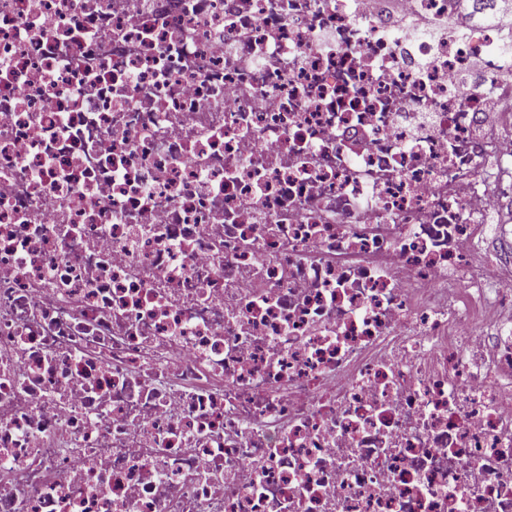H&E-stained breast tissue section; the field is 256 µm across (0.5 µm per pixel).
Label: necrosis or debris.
Returning a JSON list of instances; mask_svg holds the SVG:
<instances>
[{
	"label": "necrosis or debris",
	"mask_w": 512,
	"mask_h": 512,
	"mask_svg": "<svg viewBox=\"0 0 512 512\" xmlns=\"http://www.w3.org/2000/svg\"><path fill=\"white\" fill-rule=\"evenodd\" d=\"M508 39L0 0V512H512ZM506 207H508L510 210L512 208L511 205H507ZM508 208L506 209V211H502V213L496 212V214H495V221H496L495 223L496 224H493L491 226V230L489 231V233L487 235H484L483 240H480V243H479L480 251L482 253H485V255L493 254L494 252H498V247H500V246L503 247L502 246V243H503L502 235L503 234L501 235V232H502V228H503L504 224H501L500 217H502L504 219V221L510 219V212H509Z\"/></svg>",
	"instance_id": "obj_1"
}]
</instances>
